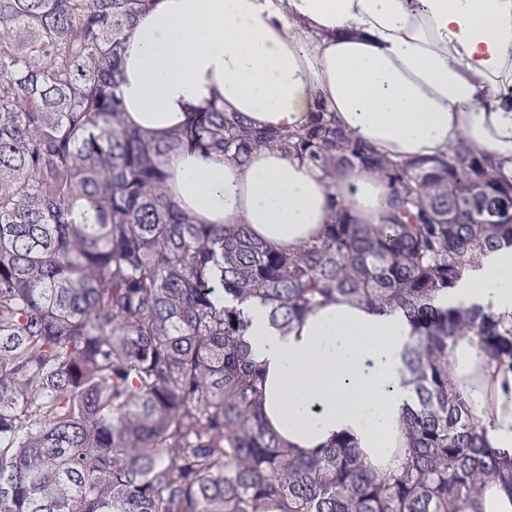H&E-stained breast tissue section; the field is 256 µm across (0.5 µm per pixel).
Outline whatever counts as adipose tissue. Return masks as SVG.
Instances as JSON below:
<instances>
[{"label": "adipose tissue", "instance_id": "obj_1", "mask_svg": "<svg viewBox=\"0 0 512 512\" xmlns=\"http://www.w3.org/2000/svg\"><path fill=\"white\" fill-rule=\"evenodd\" d=\"M153 0L121 54L126 119L163 135L215 104L262 130H298L316 110L392 159L444 160L460 141L512 179V0ZM168 197L201 224H247L259 241L297 249L320 236L331 201L378 223L388 185L361 167L319 169L261 149L241 166L183 151L167 163ZM444 308L512 315V248L483 257L443 293ZM246 336L266 372L267 427L309 451L344 437L383 474L402 459L414 403L404 354L408 316L339 299L289 332L245 305ZM491 447L512 455V371L466 334L448 351Z\"/></svg>", "mask_w": 512, "mask_h": 512}]
</instances>
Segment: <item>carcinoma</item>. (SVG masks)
Here are the masks:
<instances>
[{
  "instance_id": "carcinoma-1",
  "label": "carcinoma",
  "mask_w": 512,
  "mask_h": 512,
  "mask_svg": "<svg viewBox=\"0 0 512 512\" xmlns=\"http://www.w3.org/2000/svg\"><path fill=\"white\" fill-rule=\"evenodd\" d=\"M149 4L0 0V512H463L493 485L512 496V457L448 375L467 333L512 369V319L437 304L482 253L512 246V181L464 141L438 164L389 159L321 110L283 133L208 104L144 133L117 89ZM261 147L328 179L367 168L390 188L381 222L340 206L287 252L169 200L170 155L243 164ZM339 296L400 309L418 333L405 457L383 475L345 439L304 454L262 419L242 306L288 332Z\"/></svg>"
}]
</instances>
